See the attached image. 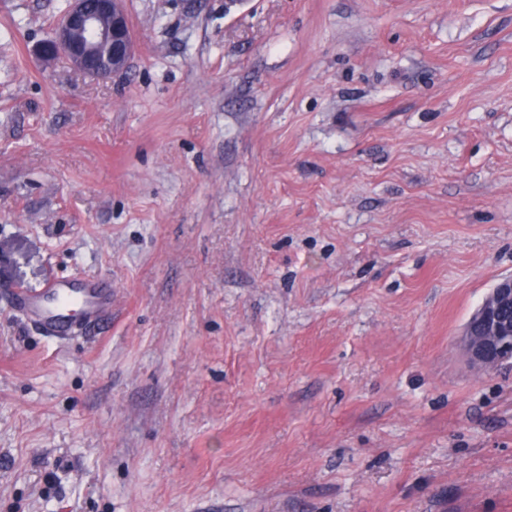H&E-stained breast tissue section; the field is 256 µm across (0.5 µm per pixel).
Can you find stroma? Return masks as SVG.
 Listing matches in <instances>:
<instances>
[{
    "label": "stroma",
    "mask_w": 512,
    "mask_h": 512,
    "mask_svg": "<svg viewBox=\"0 0 512 512\" xmlns=\"http://www.w3.org/2000/svg\"><path fill=\"white\" fill-rule=\"evenodd\" d=\"M66 5L0 0V512H512V0H128L105 80ZM124 1H69L38 51L46 56L60 53L74 70L93 78L123 74L129 68L135 44ZM80 33L84 39L78 37ZM512 277L498 282L467 322L462 347L470 365L490 371L512 359ZM109 295L95 279L51 280L38 294L14 291L13 306L16 312L38 321L54 337L63 339L82 332L85 322L95 323L106 316L112 302L103 300ZM74 303L82 314L79 321L71 316L69 305Z\"/></svg>",
    "instance_id": "stroma-1"
}]
</instances>
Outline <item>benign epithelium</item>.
<instances>
[{
    "mask_svg": "<svg viewBox=\"0 0 512 512\" xmlns=\"http://www.w3.org/2000/svg\"><path fill=\"white\" fill-rule=\"evenodd\" d=\"M135 35L124 0H69L38 51L62 54L74 70L97 79L129 68ZM512 277L498 282L467 322L462 347L470 365L490 371L512 359Z\"/></svg>",
    "mask_w": 512,
    "mask_h": 512,
    "instance_id": "7a95c632",
    "label": "benign epithelium"
}]
</instances>
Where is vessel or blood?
Masks as SVG:
<instances>
[{
  "instance_id": "1",
  "label": "vessel or blood",
  "mask_w": 512,
  "mask_h": 512,
  "mask_svg": "<svg viewBox=\"0 0 512 512\" xmlns=\"http://www.w3.org/2000/svg\"><path fill=\"white\" fill-rule=\"evenodd\" d=\"M107 295L100 282L90 278L53 280L37 294L14 291L13 306L16 312L38 321L62 339L82 332L84 323L106 316Z\"/></svg>"
}]
</instances>
